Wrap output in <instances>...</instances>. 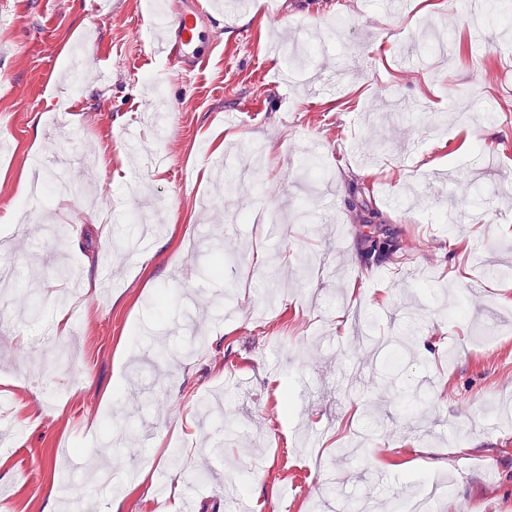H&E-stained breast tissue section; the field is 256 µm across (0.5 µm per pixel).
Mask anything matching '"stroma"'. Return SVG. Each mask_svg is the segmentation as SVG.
I'll return each mask as SVG.
<instances>
[{"label": "stroma", "mask_w": 512, "mask_h": 512, "mask_svg": "<svg viewBox=\"0 0 512 512\" xmlns=\"http://www.w3.org/2000/svg\"><path fill=\"white\" fill-rule=\"evenodd\" d=\"M481 17L247 0L195 78L156 54L151 0H0V265L21 272L0 298V512H168L166 473L194 512L367 492L391 512L428 476L458 512H512V53ZM321 69L344 80L315 95ZM51 142L76 165L20 196ZM254 143L263 175L222 188L215 160ZM381 228L401 270L363 265ZM219 396L223 423L202 420ZM116 453L118 503L93 479Z\"/></svg>", "instance_id": "35a3bbf8"}]
</instances>
